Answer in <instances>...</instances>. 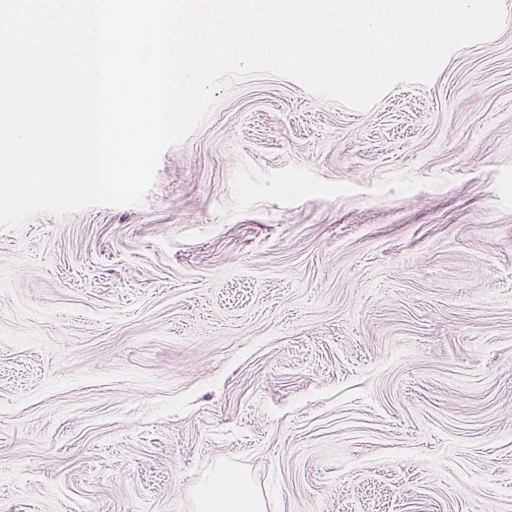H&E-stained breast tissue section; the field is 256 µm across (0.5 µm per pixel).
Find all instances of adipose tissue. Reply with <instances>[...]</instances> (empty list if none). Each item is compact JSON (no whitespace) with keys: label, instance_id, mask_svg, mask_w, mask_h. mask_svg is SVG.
I'll list each match as a JSON object with an SVG mask.
<instances>
[{"label":"adipose tissue","instance_id":"1","mask_svg":"<svg viewBox=\"0 0 512 512\" xmlns=\"http://www.w3.org/2000/svg\"><path fill=\"white\" fill-rule=\"evenodd\" d=\"M197 512H265V504L246 477L218 467L198 490Z\"/></svg>","mask_w":512,"mask_h":512}]
</instances>
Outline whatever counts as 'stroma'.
Masks as SVG:
<instances>
[{
	"instance_id": "stroma-1",
	"label": "stroma",
	"mask_w": 512,
	"mask_h": 512,
	"mask_svg": "<svg viewBox=\"0 0 512 512\" xmlns=\"http://www.w3.org/2000/svg\"><path fill=\"white\" fill-rule=\"evenodd\" d=\"M357 111L256 75L140 206L0 230V512H512V0ZM198 512H265V504L248 479L216 467L197 493Z\"/></svg>"
}]
</instances>
